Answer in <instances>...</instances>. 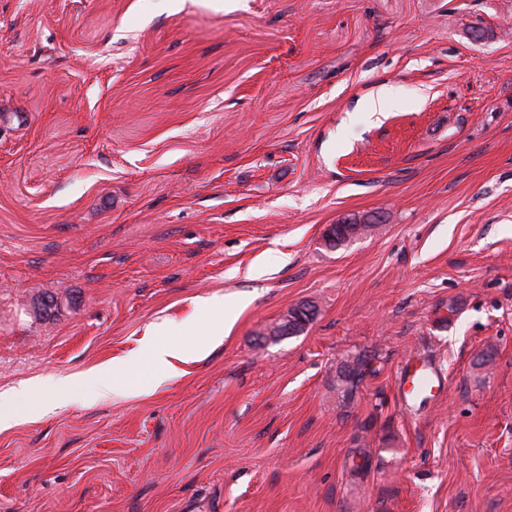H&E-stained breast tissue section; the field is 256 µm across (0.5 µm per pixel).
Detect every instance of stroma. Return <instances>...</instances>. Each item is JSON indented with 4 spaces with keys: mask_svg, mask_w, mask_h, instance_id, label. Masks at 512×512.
Returning <instances> with one entry per match:
<instances>
[{
    "mask_svg": "<svg viewBox=\"0 0 512 512\" xmlns=\"http://www.w3.org/2000/svg\"><path fill=\"white\" fill-rule=\"evenodd\" d=\"M0 408V512H512V0H0ZM361 225L362 224H351V222L347 220L340 221L337 224H329L323 232L322 239L329 246L336 244L334 246L336 247L345 242L336 243L337 236H346L347 239L355 238L361 230ZM170 323L156 324L146 335L149 336L144 344L143 357L147 367L154 375L172 376L177 372L174 361L186 362L200 356L210 345L209 340L200 342H166L165 336H169ZM133 364L129 358H113L73 378L51 385L50 390L55 400L51 405L44 406L43 411L48 413L56 408L60 400L67 403L76 396L83 401L94 402L113 397H130L143 391L147 384L139 375L130 372ZM401 380L404 385L410 383V387H408V390L404 391L405 397H413L418 394L417 388L420 380L423 381L425 384L424 390L421 393L429 392L431 394L436 387H440L439 378H436L433 374L426 372L425 369L423 368L419 370L415 369L413 373H410L409 362H407L406 365L402 368Z\"/></svg>",
    "mask_w": 512,
    "mask_h": 512,
    "instance_id": "obj_1",
    "label": "stroma"
}]
</instances>
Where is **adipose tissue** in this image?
Returning <instances> with one entry per match:
<instances>
[{
  "label": "adipose tissue",
  "instance_id": "1",
  "mask_svg": "<svg viewBox=\"0 0 512 512\" xmlns=\"http://www.w3.org/2000/svg\"><path fill=\"white\" fill-rule=\"evenodd\" d=\"M169 323L156 324L144 344L143 356L153 374L169 376L175 373L176 362H185L201 355L208 348V341H169ZM131 359L115 358L93 367L75 377L63 379L52 385L55 400L65 402L78 398L86 402L129 397L143 391L145 382L132 374Z\"/></svg>",
  "mask_w": 512,
  "mask_h": 512
}]
</instances>
